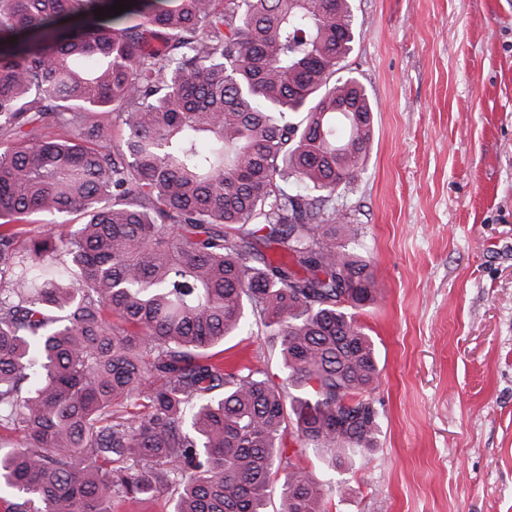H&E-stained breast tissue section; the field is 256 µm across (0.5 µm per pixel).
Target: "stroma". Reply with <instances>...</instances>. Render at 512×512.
<instances>
[{
    "label": "stroma",
    "mask_w": 512,
    "mask_h": 512,
    "mask_svg": "<svg viewBox=\"0 0 512 512\" xmlns=\"http://www.w3.org/2000/svg\"><path fill=\"white\" fill-rule=\"evenodd\" d=\"M345 65L373 104L340 189L379 295L376 445L330 512H512V0H352ZM225 363L285 371L261 334Z\"/></svg>",
    "instance_id": "35a3bbf8"
}]
</instances>
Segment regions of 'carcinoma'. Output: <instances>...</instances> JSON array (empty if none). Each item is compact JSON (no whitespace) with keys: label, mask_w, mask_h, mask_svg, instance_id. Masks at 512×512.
Here are the masks:
<instances>
[{"label":"carcinoma","mask_w":512,"mask_h":512,"mask_svg":"<svg viewBox=\"0 0 512 512\" xmlns=\"http://www.w3.org/2000/svg\"><path fill=\"white\" fill-rule=\"evenodd\" d=\"M0 0V490L6 512H329L375 446L338 224L373 108L350 0ZM70 223L59 230L37 217ZM278 248L272 260L260 246ZM258 328L288 371L224 367ZM328 465L321 481L286 454ZM112 512H170L172 503L166 495H161L154 502L139 505L134 502H122L114 504Z\"/></svg>","instance_id":"obj_1"}]
</instances>
